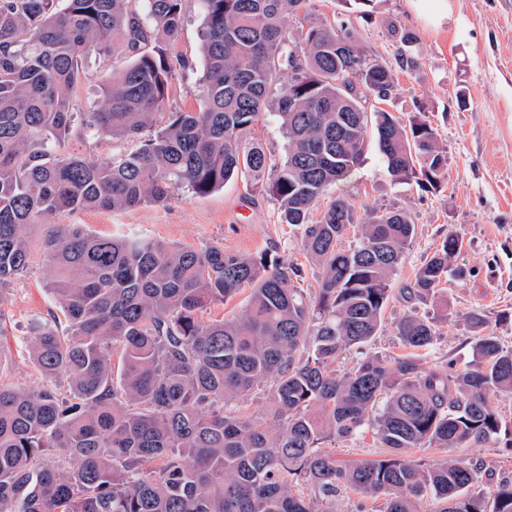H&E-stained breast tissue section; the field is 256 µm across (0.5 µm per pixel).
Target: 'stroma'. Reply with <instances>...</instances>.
Returning a JSON list of instances; mask_svg holds the SVG:
<instances>
[{
  "instance_id": "1",
  "label": "stroma",
  "mask_w": 512,
  "mask_h": 512,
  "mask_svg": "<svg viewBox=\"0 0 512 512\" xmlns=\"http://www.w3.org/2000/svg\"><path fill=\"white\" fill-rule=\"evenodd\" d=\"M314 17H339L356 26L370 57L387 65L397 86L384 106L399 120L422 113L447 151V180L439 191L424 192L416 184L392 177L376 146H369L364 162L346 181L329 186L320 206L336 197L349 199L356 222L372 209L406 210L416 237L397 269L394 286L410 282L449 231L463 240L451 265L463 269V280L448 279L434 295L417 301L419 311L460 316L484 311L501 344L512 348V0H378L371 21L358 18L347 0H313ZM203 23L198 0H188L185 18L172 55L188 60L170 91L167 108H191L201 92L200 32ZM412 31L415 46H404L401 31ZM413 66L403 64V57ZM278 202L269 192L243 181L228 183L208 195L187 188L173 189L168 200L126 210L67 211L51 222L78 225L101 235L137 234L192 248L218 246L257 256L272 254L297 265L302 288L317 287L320 269L303 251L300 234L279 223ZM51 263L37 255L28 273L0 293V379L36 389L45 380L26 350L34 316L54 309L45 285ZM407 303L391 301L376 336L362 348L344 350L334 367L344 371L360 359L376 355L393 359L404 349L396 323ZM473 334L459 323L438 322L437 336L424 350L426 366L455 362L466 368L472 361ZM324 453L345 463L382 458L372 430L354 438L324 444ZM412 458L432 463L463 457L483 463L485 489L512 482V450L494 443L466 448H414Z\"/></svg>"
}]
</instances>
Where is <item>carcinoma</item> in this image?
Listing matches in <instances>:
<instances>
[{
  "instance_id": "carcinoma-1",
  "label": "carcinoma",
  "mask_w": 512,
  "mask_h": 512,
  "mask_svg": "<svg viewBox=\"0 0 512 512\" xmlns=\"http://www.w3.org/2000/svg\"><path fill=\"white\" fill-rule=\"evenodd\" d=\"M185 2L0 0V291L33 264L26 224L238 179L269 182L280 221L300 230L320 268L317 291L296 287L300 268L268 254L51 226L46 287L66 327L53 313L35 317L27 346L44 377L67 385L62 394L0 381V512H334L327 505L348 488L384 497V512H512V483L485 492L480 464L408 457L502 437L512 447L493 405L512 395V349L482 311L461 316L474 332L463 372L421 362L436 318L414 306L396 326L410 353L331 369L376 336L416 225L403 209L373 211L345 250L349 200L315 222L311 210L361 164L371 129L391 176L440 189L447 155L435 129L365 111L368 95L393 93L395 76L368 58L355 27L311 17L310 0H199L198 107L164 113L185 66L170 56ZM93 57L125 65L98 85L102 107L78 112ZM263 112L281 118L280 161L255 134ZM90 133L141 145L106 163L66 151ZM462 245L448 232L400 297L434 293ZM245 288L241 316L203 320ZM260 387L265 413L241 414L235 401ZM368 426L387 457L349 464L321 452Z\"/></svg>"
}]
</instances>
